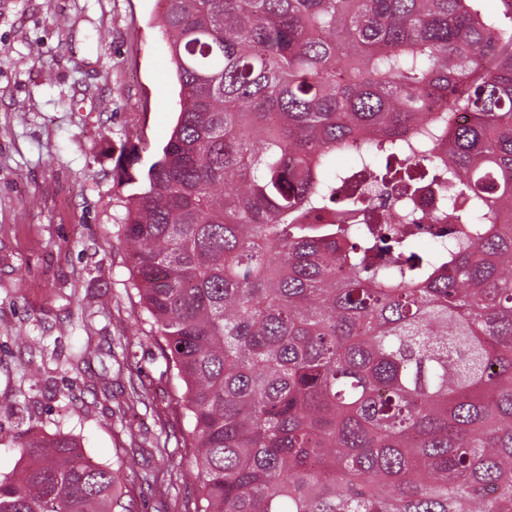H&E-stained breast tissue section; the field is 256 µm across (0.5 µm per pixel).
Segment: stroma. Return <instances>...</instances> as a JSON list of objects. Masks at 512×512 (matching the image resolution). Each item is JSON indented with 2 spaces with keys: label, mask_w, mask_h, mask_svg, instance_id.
<instances>
[{
  "label": "stroma",
  "mask_w": 512,
  "mask_h": 512,
  "mask_svg": "<svg viewBox=\"0 0 512 512\" xmlns=\"http://www.w3.org/2000/svg\"><path fill=\"white\" fill-rule=\"evenodd\" d=\"M161 0H0V473L20 437L73 433L94 460L132 456L137 512H193L182 384L131 287L115 165L148 167L177 117ZM103 43H96V34ZM56 338L39 351L15 341ZM100 353L68 358L83 345ZM49 377L34 386L32 372ZM167 441L166 456L154 448Z\"/></svg>",
  "instance_id": "obj_1"
}]
</instances>
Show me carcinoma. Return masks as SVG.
Masks as SVG:
<instances>
[{
  "instance_id": "carcinoma-1",
  "label": "carcinoma",
  "mask_w": 512,
  "mask_h": 512,
  "mask_svg": "<svg viewBox=\"0 0 512 512\" xmlns=\"http://www.w3.org/2000/svg\"><path fill=\"white\" fill-rule=\"evenodd\" d=\"M162 2L180 111L121 231L196 512H512V30L481 0ZM358 167L447 188L454 224L420 254L323 223L368 207ZM19 448L0 512H134L132 463Z\"/></svg>"
}]
</instances>
